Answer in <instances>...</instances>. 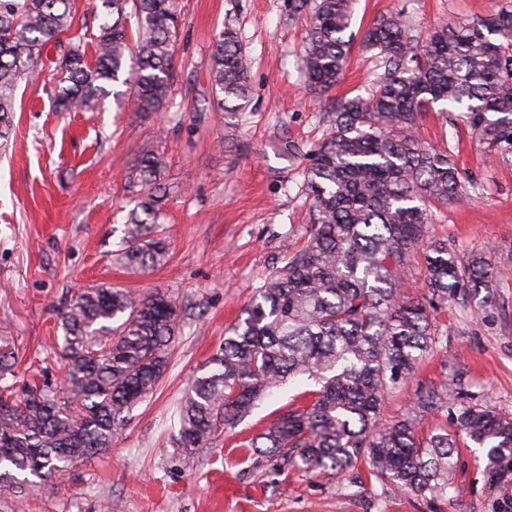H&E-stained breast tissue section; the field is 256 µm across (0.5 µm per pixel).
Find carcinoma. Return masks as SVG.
Here are the masks:
<instances>
[{"label":"carcinoma","instance_id":"1","mask_svg":"<svg viewBox=\"0 0 512 512\" xmlns=\"http://www.w3.org/2000/svg\"><path fill=\"white\" fill-rule=\"evenodd\" d=\"M96 60L82 38L50 61L65 66L52 90L59 112L89 111L119 79L126 59L136 111L161 115L173 84L182 25L179 0H101ZM75 0H0V145L13 127L18 81L39 65L44 47L71 31ZM352 0H315L299 56L308 86L326 92L351 54L345 38ZM362 47L383 69L368 96L337 100L321 113L325 133L307 154L304 183L311 229L287 262L255 289L243 318L211 357L178 408L176 445L186 456L208 447L256 403L301 375L320 388L293 403L252 439L248 452L340 481L361 460L382 489L446 497L461 448L480 449L490 486L512 482V418L474 399L458 375L451 386L415 393L409 414L391 424L377 415L388 391L407 380L438 343L436 304L472 297L494 306L502 272L481 254L461 255L428 236L430 205L468 198L451 149L427 147L426 113L446 107L496 163L512 162V10L436 25L418 40L401 12L373 21ZM210 110L236 126L250 105L249 63L226 27L209 62ZM143 192L127 218L123 262L136 270L163 263L167 239L154 230L168 202L165 165L138 159ZM428 296L405 292L416 251ZM59 352L65 386L37 371L0 388V489L23 490L66 476L71 465L112 447L127 414L153 393L180 324L176 299L100 286L77 293L62 313ZM445 415L451 427L423 436L415 422Z\"/></svg>","mask_w":512,"mask_h":512}]
</instances>
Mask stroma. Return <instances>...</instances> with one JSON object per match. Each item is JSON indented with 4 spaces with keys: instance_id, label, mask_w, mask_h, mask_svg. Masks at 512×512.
<instances>
[{
    "instance_id": "1",
    "label": "stroma",
    "mask_w": 512,
    "mask_h": 512,
    "mask_svg": "<svg viewBox=\"0 0 512 512\" xmlns=\"http://www.w3.org/2000/svg\"><path fill=\"white\" fill-rule=\"evenodd\" d=\"M184 24L174 58L172 95L162 119L134 110L123 82L87 112H58L51 102L58 47L48 44L38 72L19 82L13 131L0 149V356L49 383L63 371L52 346L71 297L103 284L141 294L163 291L182 317L169 365L155 391L130 411L102 455L75 464L63 481L14 496L0 492V512H512V484L489 487L473 450L456 456L447 497L419 498L374 482L344 488L299 470L280 473L248 457L245 444L278 411L304 401L314 381L295 378L258 402L235 429L185 457L177 453V407L189 382L211 370L210 359L240 318L270 267L284 265L288 246L310 229L303 193L304 154L323 134L321 112L344 96L366 95L375 59L355 46L341 81L312 92L299 69L305 17H289L288 0H181ZM512 10V0H355L352 29L403 11L425 34L442 21ZM238 32L251 62V103L236 128L202 111L210 96L209 57L223 26ZM426 145L454 147L470 198L437 209L431 235L458 252L481 251L505 279L488 308L446 305L443 333L413 376L389 393L382 421L403 417L420 387L463 374L470 393L512 416V164L493 163L467 128L429 112ZM161 155L173 190L159 231L170 242L154 270L125 268L129 210L143 188L135 168L144 151Z\"/></svg>"
}]
</instances>
